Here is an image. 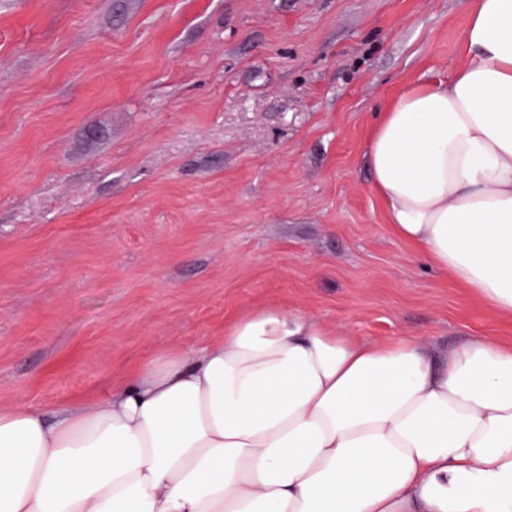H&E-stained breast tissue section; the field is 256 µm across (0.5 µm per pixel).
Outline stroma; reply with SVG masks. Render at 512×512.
<instances>
[{"mask_svg":"<svg viewBox=\"0 0 512 512\" xmlns=\"http://www.w3.org/2000/svg\"><path fill=\"white\" fill-rule=\"evenodd\" d=\"M472 0H0V407L104 396L268 305L440 355L503 316L426 267L368 161Z\"/></svg>","mask_w":512,"mask_h":512,"instance_id":"stroma-1","label":"stroma"}]
</instances>
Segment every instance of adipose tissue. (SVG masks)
<instances>
[{"label": "adipose tissue", "mask_w": 512, "mask_h": 512, "mask_svg": "<svg viewBox=\"0 0 512 512\" xmlns=\"http://www.w3.org/2000/svg\"><path fill=\"white\" fill-rule=\"evenodd\" d=\"M468 60L380 112L368 153L419 257L512 316V0ZM0 512H512V342L438 358L272 305L103 397L0 408Z\"/></svg>", "instance_id": "obj_1"}]
</instances>
